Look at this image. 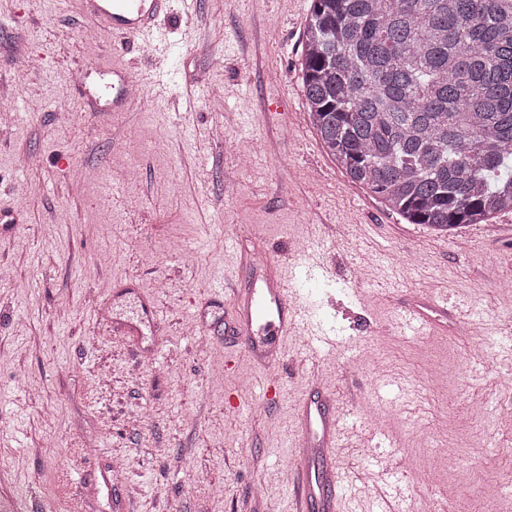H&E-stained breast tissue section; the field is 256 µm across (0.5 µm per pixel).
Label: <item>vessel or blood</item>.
<instances>
[{"label":"vessel or blood","instance_id":"obj_1","mask_svg":"<svg viewBox=\"0 0 512 512\" xmlns=\"http://www.w3.org/2000/svg\"><path fill=\"white\" fill-rule=\"evenodd\" d=\"M167 0H82L85 14L102 20L114 42L154 36V23ZM134 80L122 68L112 71L111 82L95 87L97 96L111 102L113 111H131L136 103L129 92ZM296 266H284L270 256H246L237 274L225 277L224 293L233 301L232 334L262 370L281 361L282 342L296 335L304 307L289 295L287 275ZM448 303L431 295L408 303L401 314L406 327L427 336L442 327ZM298 434L289 457L288 512H346L347 487L358 470L336 464L339 442L349 441L355 426L339 410L334 392L320 388L303 399L297 411Z\"/></svg>","mask_w":512,"mask_h":512}]
</instances>
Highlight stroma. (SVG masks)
<instances>
[{
	"mask_svg": "<svg viewBox=\"0 0 512 512\" xmlns=\"http://www.w3.org/2000/svg\"><path fill=\"white\" fill-rule=\"evenodd\" d=\"M312 0H172L162 45L114 46L80 0H0V512H288L295 408L314 387L351 388L372 455L400 456L395 512L451 500L456 512H512V212L446 233L410 224L350 182L324 151L302 92L301 34ZM143 85L132 111L90 110L98 71ZM299 260L294 281L336 338L283 345L280 392L224 343L234 274L227 241ZM136 281L159 319L136 352L113 322ZM434 292L482 331L416 336L405 300ZM398 377L402 391L380 386ZM115 487L90 495L82 475Z\"/></svg>",
	"mask_w": 512,
	"mask_h": 512,
	"instance_id": "1",
	"label": "stroma"
}]
</instances>
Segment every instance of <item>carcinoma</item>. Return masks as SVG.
<instances>
[{
    "mask_svg": "<svg viewBox=\"0 0 512 512\" xmlns=\"http://www.w3.org/2000/svg\"><path fill=\"white\" fill-rule=\"evenodd\" d=\"M310 123L348 178L411 224L512 212V0H313Z\"/></svg>",
    "mask_w": 512,
    "mask_h": 512,
    "instance_id": "carcinoma-1",
    "label": "carcinoma"
}]
</instances>
